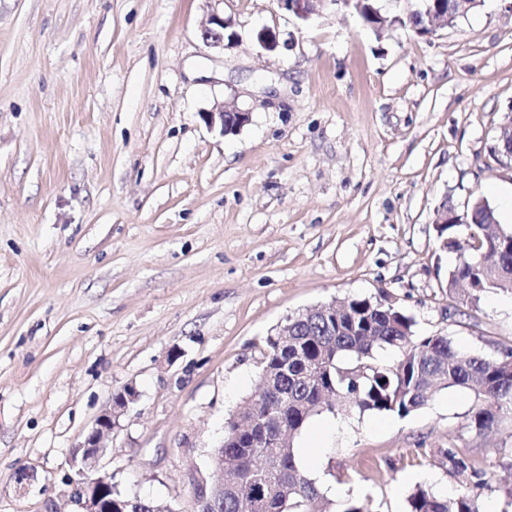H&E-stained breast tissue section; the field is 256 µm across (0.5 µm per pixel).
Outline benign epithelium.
Instances as JSON below:
<instances>
[{
	"instance_id": "1",
	"label": "benign epithelium",
	"mask_w": 512,
	"mask_h": 512,
	"mask_svg": "<svg viewBox=\"0 0 512 512\" xmlns=\"http://www.w3.org/2000/svg\"><path fill=\"white\" fill-rule=\"evenodd\" d=\"M211 4L205 22L201 27L203 42L214 48H224L225 40H233L236 33L228 32L232 22L224 18L217 8L223 0H205ZM280 5L301 19H307L317 12L324 0H278ZM483 0H448V5H434L425 12L426 21L418 27L422 35H428L439 28L453 25L458 19L467 16ZM209 126L220 125L223 134H233L250 119V113L235 105L224 102L203 113ZM318 322L330 323L336 319V302L321 304L306 310ZM139 393L132 385H127L112 398L111 406L104 410L84 434L77 450L71 458L73 475L69 476L73 485V502L78 512H112V475L104 473L91 476L99 460L106 454L105 440L118 428L119 419L137 401Z\"/></svg>"
}]
</instances>
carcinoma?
Returning a JSON list of instances; mask_svg holds the SVG:
<instances>
[{
	"mask_svg": "<svg viewBox=\"0 0 512 512\" xmlns=\"http://www.w3.org/2000/svg\"><path fill=\"white\" fill-rule=\"evenodd\" d=\"M496 218L488 203L476 199L466 214V234L448 224L439 237L457 262L448 272V291L464 284L465 304L473 305L490 289L512 293V234L491 235L486 223ZM416 321L404 310L369 298L347 300L345 319L324 325L299 313L288 317V346L269 336L261 360L263 403L249 416L224 422V435L250 419L256 429H288V446L250 448L249 434L224 441L215 454L229 479L224 493H207L201 512H329L327 502L297 457L293 440L308 420L323 411L350 408L405 417L425 404L434 388L459 387L475 393L470 427L478 432L512 418V348L487 358L459 347L442 334L419 336ZM384 350L399 353L390 364L377 361ZM455 476L482 472L455 446L440 449ZM409 512H481L468 488L442 497L419 486L408 498ZM120 512H162L157 500L116 492Z\"/></svg>",
	"mask_w": 512,
	"mask_h": 512,
	"instance_id": "carcinoma-1",
	"label": "carcinoma"
}]
</instances>
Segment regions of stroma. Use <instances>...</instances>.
I'll return each mask as SVG.
<instances>
[{
    "label": "stroma",
    "mask_w": 512,
    "mask_h": 512,
    "mask_svg": "<svg viewBox=\"0 0 512 512\" xmlns=\"http://www.w3.org/2000/svg\"><path fill=\"white\" fill-rule=\"evenodd\" d=\"M204 0H0V512H75L70 459L126 385L137 405L101 462L115 490L191 512L224 422L254 393L286 317L387 295L418 335L489 357L512 307L448 294L442 206L499 205L512 160V5L485 0L431 36L374 34L324 0H224L237 40L207 47ZM276 32L275 51L257 34ZM247 110L236 134L202 118ZM179 351L170 360L171 351ZM472 391L401 417L313 416L336 431L308 475L372 512L417 485L461 486L439 454L483 473V512H512V419L479 433ZM30 477L17 487L15 473ZM440 455L447 461L448 470L455 476L469 475L470 477H481L483 473L477 469L469 457L453 445L448 448H441Z\"/></svg>",
    "instance_id": "35a3bbf8"
}]
</instances>
